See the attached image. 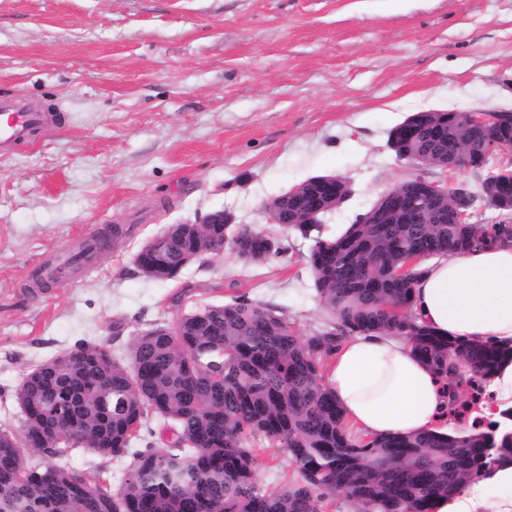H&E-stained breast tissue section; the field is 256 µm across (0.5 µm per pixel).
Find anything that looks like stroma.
<instances>
[{"label":"stroma","mask_w":512,"mask_h":512,"mask_svg":"<svg viewBox=\"0 0 512 512\" xmlns=\"http://www.w3.org/2000/svg\"><path fill=\"white\" fill-rule=\"evenodd\" d=\"M0 92L56 112L0 155V427L16 430L32 368L86 342L129 362L133 339L182 309L243 294L320 331L313 242L267 203L345 176L350 199L321 219L335 235L410 173L388 145L408 116L512 109V0H0ZM220 209L285 253L139 272L167 225ZM114 225L107 251L32 284ZM258 445L261 489L297 479L285 448ZM58 463L116 488L128 461L73 448Z\"/></svg>","instance_id":"35a3bbf8"}]
</instances>
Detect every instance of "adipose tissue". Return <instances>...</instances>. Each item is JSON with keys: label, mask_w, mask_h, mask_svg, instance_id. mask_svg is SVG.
I'll return each mask as SVG.
<instances>
[{"label": "adipose tissue", "mask_w": 512, "mask_h": 512, "mask_svg": "<svg viewBox=\"0 0 512 512\" xmlns=\"http://www.w3.org/2000/svg\"><path fill=\"white\" fill-rule=\"evenodd\" d=\"M412 310L443 337L512 342V241L424 264ZM327 386L344 417L369 437L414 434L445 423L448 398L434 372L393 332L359 333L333 353Z\"/></svg>", "instance_id": "adipose-tissue-1"}]
</instances>
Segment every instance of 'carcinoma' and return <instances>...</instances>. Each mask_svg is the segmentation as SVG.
Returning a JSON list of instances; mask_svg holds the SVG:
<instances>
[{"mask_svg":"<svg viewBox=\"0 0 512 512\" xmlns=\"http://www.w3.org/2000/svg\"><path fill=\"white\" fill-rule=\"evenodd\" d=\"M399 150L425 166L443 167L473 147L470 165H481L480 144L512 143V122L492 128L469 126L456 112L409 116L393 128ZM313 178L297 185L301 208L313 212L324 197ZM496 224L448 223V211L473 212L474 197L449 194L427 204L416 220L378 198L338 238L317 234L318 224H290L295 211L271 200L279 224L313 238L308 264L330 324L304 338L277 308L238 295L178 315L135 337L128 364L96 344L47 360L15 391L23 415L20 432L0 428V512H320L329 496L342 495L361 512H432L438 495L454 496L470 484L512 464V427L474 420L472 406L486 382L512 363V344L449 340L410 315L411 285L419 275H396L410 253L429 258L512 239V175L495 177ZM208 232L219 250L228 243L238 257L264 263L284 247L243 224H170L155 253L148 244L135 257L147 278L189 266L201 256L192 239ZM395 331L410 337L413 350L446 380L448 415L455 427L385 438L355 436L321 382V362L347 337ZM68 395L72 410L52 415ZM171 432L166 447L141 438L148 415ZM68 427L74 448L129 458L117 489L90 481L50 460L28 464L27 451L52 458L50 428ZM262 436L288 451L300 479L274 491L256 480L255 449Z\"/></svg>","mask_w":512,"mask_h":512,"instance_id":"carcinoma-1","label":"carcinoma"}]
</instances>
